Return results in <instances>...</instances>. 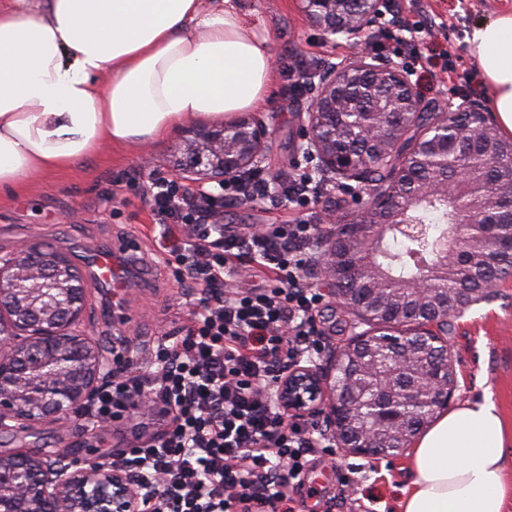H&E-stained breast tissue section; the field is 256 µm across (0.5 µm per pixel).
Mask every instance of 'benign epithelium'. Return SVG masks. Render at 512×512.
Returning a JSON list of instances; mask_svg holds the SVG:
<instances>
[{
    "label": "benign epithelium",
    "instance_id": "1",
    "mask_svg": "<svg viewBox=\"0 0 512 512\" xmlns=\"http://www.w3.org/2000/svg\"><path fill=\"white\" fill-rule=\"evenodd\" d=\"M303 11L324 35L352 47L349 60L328 61L311 82L313 95L301 110L296 154L325 183L346 181L363 222L325 211L317 227L320 249L317 275L328 293L341 300L353 317L355 332L343 348L319 362L289 366L275 386L278 405L296 420L314 423L325 438L349 453L388 455L389 438L403 449L415 439L400 411L390 406L395 394L407 399L415 384L393 388V379L418 372L410 352L396 356L383 368L372 369L375 405L387 417L390 430L372 424L358 426L355 410L364 404L363 389L341 390L337 373L358 360L376 341L372 318L386 321L385 333L397 335L406 318H417L415 332L432 345L442 346L426 377L427 402L446 409L453 397L448 374L453 372L448 344V297L431 288L429 270L413 282L414 296L426 305L419 312L394 304L391 297L371 288L356 295L348 285L367 278L364 263L353 258L362 224H391L403 207L399 186L407 163L420 147L448 154V145L466 149V131L455 119L476 114L480 126L496 132L491 111L480 102L462 98L436 110L413 93L411 73L399 59L371 53L386 0H302ZM430 113V121L414 125L413 117ZM269 128L263 113L246 112L235 120L197 128L184 136L178 179L189 183L224 182L246 171L267 170ZM379 166L381 179L367 175ZM470 179L463 156H458L451 179L425 184L420 199L460 198V212L470 221L499 224L512 218V169L501 174L492 215L476 213L461 199L459 187ZM86 292L71 263L40 243H32L0 259V431L29 428L84 410L102 384L121 375L126 360L113 361L78 330ZM138 481L105 461L75 465L66 453L0 454V512H141Z\"/></svg>",
    "mask_w": 512,
    "mask_h": 512
}]
</instances>
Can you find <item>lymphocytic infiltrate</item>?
Segmentation results:
<instances>
[{
    "instance_id": "f902f5d3",
    "label": "lymphocytic infiltrate",
    "mask_w": 512,
    "mask_h": 512,
    "mask_svg": "<svg viewBox=\"0 0 512 512\" xmlns=\"http://www.w3.org/2000/svg\"><path fill=\"white\" fill-rule=\"evenodd\" d=\"M275 190L305 208L323 187L305 170L275 188L259 174L223 188L250 200ZM148 198L160 259L196 299L153 360L101 388L89 417L118 420L135 399L157 398L165 428L112 459L139 479L143 512H285L326 446L315 428L289 422L271 396L284 369L324 350L315 322L323 295L308 281L316 226L298 218L259 234L228 233L212 192L166 179L150 184Z\"/></svg>"
}]
</instances>
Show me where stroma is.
<instances>
[{"label":"stroma","instance_id":"1","mask_svg":"<svg viewBox=\"0 0 512 512\" xmlns=\"http://www.w3.org/2000/svg\"><path fill=\"white\" fill-rule=\"evenodd\" d=\"M419 2L424 15L440 27L425 40L423 68L412 77L418 97L444 108L452 93L429 74L446 69L460 79L454 94L489 102L491 93L469 54L467 38L476 22L512 12V0ZM240 8L270 39L277 83L264 110L271 132L268 164L284 178L299 169L295 153L299 111L310 99L306 93L288 96L291 74L301 68L316 71L327 60L343 61L350 48L343 40L325 39L306 18L300 0H241ZM182 135L178 127L152 146L106 145L84 165L36 178L17 190L0 191V255L15 252L16 239L27 228L39 229V242L69 257L82 275L86 333L107 353L119 338H126L128 355L136 361L150 357L161 337L189 313L174 274L157 262L155 219L146 200L152 178L172 177L181 157ZM223 211V223L242 232L308 212L279 199L246 203L228 199ZM130 236L140 246L143 263L126 270V286L116 297L97 288L88 257L98 245ZM317 320L329 346L342 347L352 333L351 316L336 299L323 298ZM448 345L457 381L453 403L491 395L512 425V278L497 283L491 298L455 320ZM163 428L156 416L135 411L104 431L80 428L75 416L69 415L0 433V453L65 450L74 459L93 461L130 448L138 435ZM409 480L406 454L372 458L335 448L317 455L291 508L293 512H398L401 491Z\"/></svg>","mask_w":512,"mask_h":512}]
</instances>
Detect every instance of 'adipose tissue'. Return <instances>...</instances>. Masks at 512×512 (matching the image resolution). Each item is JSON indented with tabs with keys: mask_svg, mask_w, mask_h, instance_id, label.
<instances>
[{
	"mask_svg": "<svg viewBox=\"0 0 512 512\" xmlns=\"http://www.w3.org/2000/svg\"><path fill=\"white\" fill-rule=\"evenodd\" d=\"M468 42L512 134V13ZM269 39L239 0H0V189L155 144L185 121L264 108ZM512 440L491 397L441 412L409 449L399 512H505Z\"/></svg>",
	"mask_w": 512,
	"mask_h": 512,
	"instance_id": "ef3b65f1",
	"label": "adipose tissue"
}]
</instances>
